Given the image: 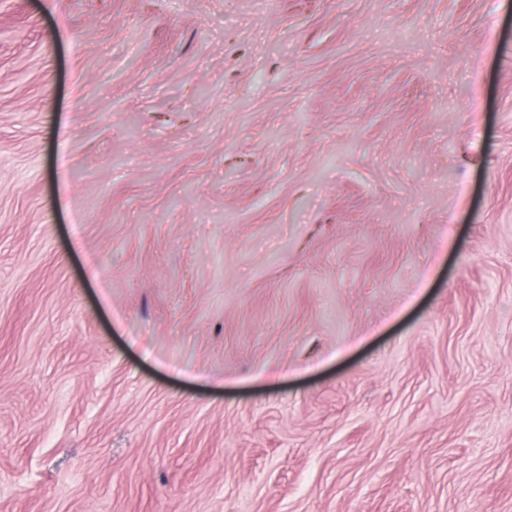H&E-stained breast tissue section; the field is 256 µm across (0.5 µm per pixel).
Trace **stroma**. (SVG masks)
I'll return each instance as SVG.
<instances>
[{
	"mask_svg": "<svg viewBox=\"0 0 512 512\" xmlns=\"http://www.w3.org/2000/svg\"><path fill=\"white\" fill-rule=\"evenodd\" d=\"M0 512H512V0H0Z\"/></svg>",
	"mask_w": 512,
	"mask_h": 512,
	"instance_id": "stroma-1",
	"label": "stroma"
}]
</instances>
